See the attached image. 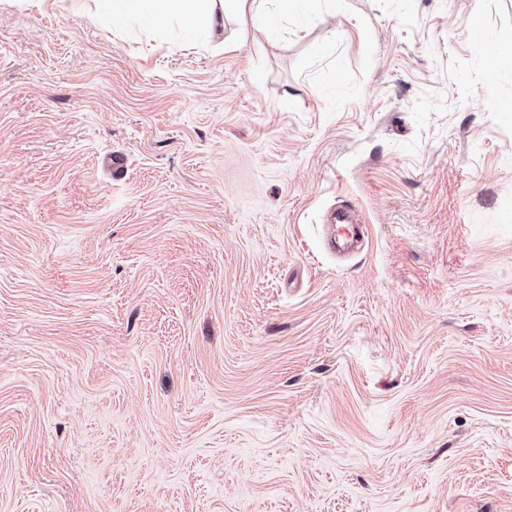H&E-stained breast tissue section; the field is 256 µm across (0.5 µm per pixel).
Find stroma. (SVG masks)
<instances>
[{
  "mask_svg": "<svg viewBox=\"0 0 512 512\" xmlns=\"http://www.w3.org/2000/svg\"><path fill=\"white\" fill-rule=\"evenodd\" d=\"M283 25L0 0V512H512V0Z\"/></svg>",
  "mask_w": 512,
  "mask_h": 512,
  "instance_id": "stroma-1",
  "label": "stroma"
}]
</instances>
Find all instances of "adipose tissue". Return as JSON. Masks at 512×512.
Here are the masks:
<instances>
[{
	"instance_id": "adipose-tissue-1",
	"label": "adipose tissue",
	"mask_w": 512,
	"mask_h": 512,
	"mask_svg": "<svg viewBox=\"0 0 512 512\" xmlns=\"http://www.w3.org/2000/svg\"><path fill=\"white\" fill-rule=\"evenodd\" d=\"M302 0H100L114 18L145 19L160 27L177 23L188 32L215 34L228 11L249 14L253 25L276 31L279 15L298 8Z\"/></svg>"
}]
</instances>
